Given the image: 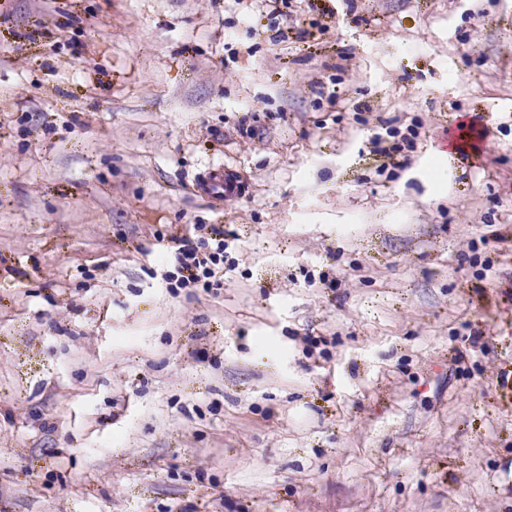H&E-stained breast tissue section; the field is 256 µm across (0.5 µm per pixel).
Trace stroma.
<instances>
[{
    "instance_id": "35a3bbf8",
    "label": "stroma",
    "mask_w": 512,
    "mask_h": 512,
    "mask_svg": "<svg viewBox=\"0 0 512 512\" xmlns=\"http://www.w3.org/2000/svg\"><path fill=\"white\" fill-rule=\"evenodd\" d=\"M0 512H512V0H0ZM221 239L200 238L196 243L185 238L180 239L182 246L171 252L162 261L173 262L177 272V285L181 288L201 286L202 288H217L221 283L212 280L216 269L224 264V230L216 231Z\"/></svg>"
}]
</instances>
